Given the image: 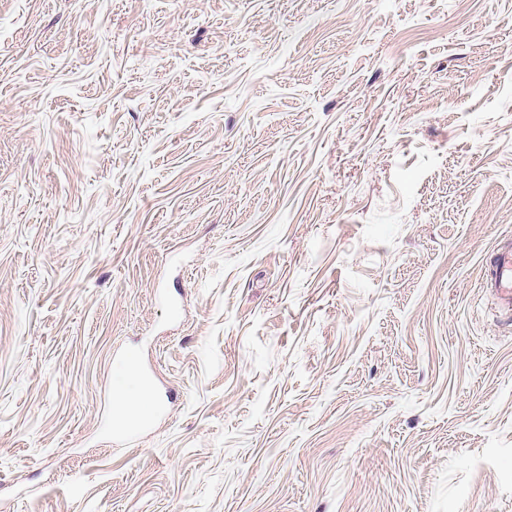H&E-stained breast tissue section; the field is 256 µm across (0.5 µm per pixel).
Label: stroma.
<instances>
[{"instance_id":"stroma-1","label":"stroma","mask_w":512,"mask_h":512,"mask_svg":"<svg viewBox=\"0 0 512 512\" xmlns=\"http://www.w3.org/2000/svg\"><path fill=\"white\" fill-rule=\"evenodd\" d=\"M508 240L512 0H0V512H512ZM485 288L507 311H512V243H498L491 251L483 274ZM128 381L130 386L129 392L113 399V407L115 406L119 413L127 416L137 414L142 401L148 396L147 391L133 373L128 374Z\"/></svg>"}]
</instances>
